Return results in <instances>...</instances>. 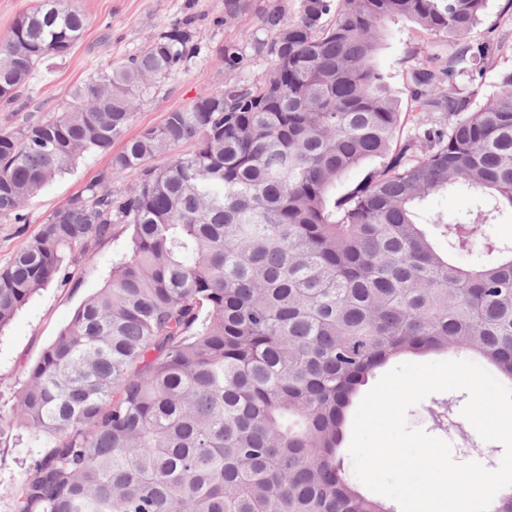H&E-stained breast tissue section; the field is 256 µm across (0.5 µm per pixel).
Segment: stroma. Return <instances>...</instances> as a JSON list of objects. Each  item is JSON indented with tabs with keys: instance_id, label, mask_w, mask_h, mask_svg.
<instances>
[{
	"instance_id": "1",
	"label": "stroma",
	"mask_w": 512,
	"mask_h": 512,
	"mask_svg": "<svg viewBox=\"0 0 512 512\" xmlns=\"http://www.w3.org/2000/svg\"><path fill=\"white\" fill-rule=\"evenodd\" d=\"M82 13L87 25L83 38L63 58L46 60L23 90L19 105L0 106V130L16 131L60 112L70 86L83 82L98 69L114 64L139 51L152 38L185 18H192L199 51L185 61L164 83L141 103L129 129L130 135L161 123L166 112L187 106L202 93L223 89L235 81H250L268 66L265 57L253 54L252 42L264 38L259 14L280 4L288 16H295L299 0H250L251 7L233 19L224 17V0H69ZM387 35L376 55L377 66L388 75V85L409 110L407 83L412 68L422 63L415 50L428 45L432 56L444 59L454 49L448 37L427 34L415 24L394 19L386 24ZM477 43H489L492 63L481 79V94L495 95L502 74L512 71V0H488L485 15L472 31ZM226 44L243 48L251 60L244 69L225 70L218 50ZM109 158L98 155L82 159L70 172L56 177L31 196L23 210L28 223L17 224L0 217V266L36 235L42 223L80 193L87 184L108 169ZM129 248L127 234L119 233L102 242L92 259L79 260L71 268L67 286H52L34 295L10 324L0 329V417H8L15 394L24 383L23 371L69 322L76 308L97 292L112 270V262ZM467 401L462 391L439 392L426 397L407 412L410 427L450 443L455 462L477 461L497 468L504 454L498 442L483 441L474 427L464 422L461 410ZM451 404L449 414L456 422L450 430L438 425L434 412ZM43 448L28 440L0 446V512H14L24 481Z\"/></svg>"
}]
</instances>
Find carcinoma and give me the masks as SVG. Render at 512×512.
<instances>
[{"label":"carcinoma","mask_w":512,"mask_h":512,"mask_svg":"<svg viewBox=\"0 0 512 512\" xmlns=\"http://www.w3.org/2000/svg\"><path fill=\"white\" fill-rule=\"evenodd\" d=\"M487 0H301L259 17L270 59L251 82L200 94L128 138L136 102L197 50L175 24L72 87L58 115L0 132V216L75 162L109 169L56 211L0 268V328L70 267L130 232L131 251L26 370L0 443L26 429L48 449L15 512H394L347 476L351 408L377 370L409 354H474L512 378V244L482 226L512 210V72L475 104L486 45L470 41ZM401 18L456 45L410 73L418 134L375 56ZM86 19L41 0L0 41L8 104ZM229 71L248 59L219 51ZM448 115V125L436 116ZM123 141L114 152L112 146ZM192 145L188 152L176 147ZM374 164L341 197L336 183ZM139 171L123 192L112 178ZM475 193L453 222L421 203ZM432 225L448 249L425 229Z\"/></svg>","instance_id":"obj_1"}]
</instances>
